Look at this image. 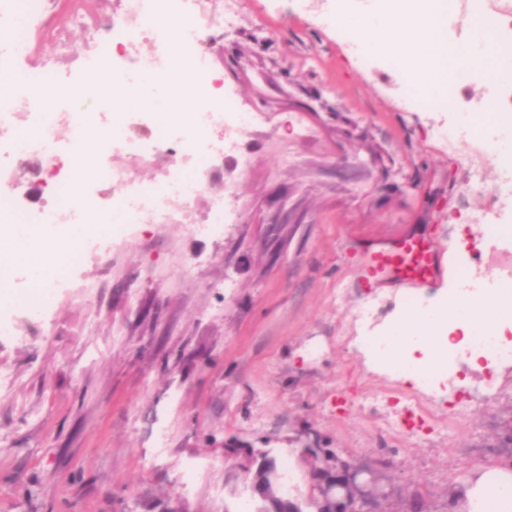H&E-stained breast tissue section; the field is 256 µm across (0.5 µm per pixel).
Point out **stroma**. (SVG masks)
I'll return each mask as SVG.
<instances>
[{"mask_svg": "<svg viewBox=\"0 0 512 512\" xmlns=\"http://www.w3.org/2000/svg\"><path fill=\"white\" fill-rule=\"evenodd\" d=\"M236 31L214 35L225 85L256 123L201 179L178 224H117L112 252L44 296L30 281L0 300V512H251L240 469L250 449L275 457L281 493L307 498L306 448L371 460L377 434L367 394L388 378L350 343L352 312L377 299L381 320L408 288L364 294L348 243L412 229L444 254L437 301L458 278L459 232L500 208L496 161L439 127L480 112L473 82L452 106L405 100L400 71L360 67L314 14L241 0ZM479 164L486 185L470 189ZM228 197L223 235L191 225ZM98 281L92 300L77 289ZM43 303L40 324L23 311ZM512 439V400L473 408L452 440L401 449L386 471L391 512H448L478 459L455 451Z\"/></svg>", "mask_w": 512, "mask_h": 512, "instance_id": "1", "label": "stroma"}]
</instances>
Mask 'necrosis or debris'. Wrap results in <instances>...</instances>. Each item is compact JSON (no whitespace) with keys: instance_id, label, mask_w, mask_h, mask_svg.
I'll use <instances>...</instances> for the list:
<instances>
[{"instance_id":"obj_1","label":"necrosis or debris","mask_w":512,"mask_h":512,"mask_svg":"<svg viewBox=\"0 0 512 512\" xmlns=\"http://www.w3.org/2000/svg\"><path fill=\"white\" fill-rule=\"evenodd\" d=\"M199 0H116L106 19L90 12L86 0H69V27L80 31L86 48L74 66L61 67L57 59L38 64L29 61L36 36L52 37L57 50L68 51L65 30L58 21V0H0V217L19 225L42 224L56 229L81 224H99L110 214L122 223L139 224L145 218L159 223L184 209L187 188L211 157L222 155L224 142H206L199 130L229 134L254 120L242 110L234 96L224 89V74L216 69L214 57L201 30H194L179 50H172L166 38L151 25L154 15L177 16L193 10ZM68 27V28H69ZM193 63L195 77L189 97L199 105L198 131L172 130L154 126L153 117L143 110L131 111L120 129L111 128L100 114L89 113L86 121L74 123L73 110L64 104L46 112L37 105L42 87L71 84L103 64H111L119 82L134 83L151 74L157 85H166L183 59ZM25 98L26 114L18 116L17 98ZM97 131L102 155L94 172L68 164L69 147L84 142ZM441 135L446 140L473 137L486 155L498 156L512 148V126L502 123L479 125L471 112L460 113ZM173 158L155 182L141 185L130 171L112 161L119 154L139 161L157 153ZM22 160L45 166L48 199L37 208L26 207L14 178V167ZM487 241L483 232L467 233L457 259L461 273L449 295L450 300H472L499 289L512 288V267L502 270L494 281H479L468 274L473 254ZM361 327L358 341L371 350L378 368L394 380L416 373L417 383L409 389L372 396L371 408L380 415L383 447L379 457L390 456V439L408 435L413 446L430 436L451 435L455 424L471 408L490 403L501 391V372L512 369V321L464 330L449 327L448 345L436 356L422 352L395 354L384 330L378 329L379 306L364 304L354 315ZM476 359L482 373L469 386L455 384L468 359Z\"/></svg>"}]
</instances>
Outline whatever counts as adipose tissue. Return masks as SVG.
<instances>
[{
    "label": "adipose tissue",
    "instance_id": "adipose-tissue-1",
    "mask_svg": "<svg viewBox=\"0 0 512 512\" xmlns=\"http://www.w3.org/2000/svg\"><path fill=\"white\" fill-rule=\"evenodd\" d=\"M329 22L336 30L351 33L364 53L400 54L404 60V79L423 78L430 91L441 98L447 95L452 69L469 67L487 80L496 79L502 71L495 59L490 32H483L484 47L479 53L449 50L447 8L441 0H376L372 5L363 4L362 0H336ZM191 71V63L183 62L181 75L166 89L168 98L179 103L178 108L159 111V119L167 126H195L196 106L188 102L185 89ZM4 237L14 243L8 254L10 263L21 264L40 283L53 275L55 263L65 253L69 241L68 236L38 228L22 232L14 224L0 225V239ZM456 318H467L478 325L487 322L486 310L480 305L462 310L452 306L441 308L427 319L405 314L391 326L392 347L403 350L416 337L430 351H437L442 344L440 323ZM463 492L469 512H512V469L482 468L475 479L464 485Z\"/></svg>",
    "mask_w": 512,
    "mask_h": 512
}]
</instances>
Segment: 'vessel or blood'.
<instances>
[{
    "label": "vessel or blood",
    "instance_id": "1",
    "mask_svg": "<svg viewBox=\"0 0 512 512\" xmlns=\"http://www.w3.org/2000/svg\"><path fill=\"white\" fill-rule=\"evenodd\" d=\"M349 250L355 259V286L363 293L384 284L430 287L444 271L436 243L418 232L399 233L381 241L357 239Z\"/></svg>",
    "mask_w": 512,
    "mask_h": 512
}]
</instances>
